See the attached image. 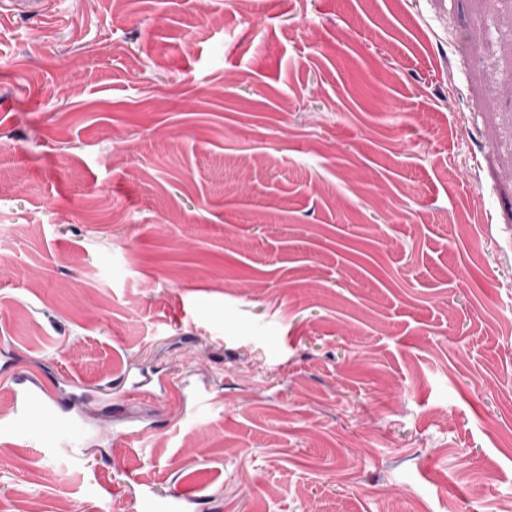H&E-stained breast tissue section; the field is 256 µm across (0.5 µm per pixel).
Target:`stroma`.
Returning a JSON list of instances; mask_svg holds the SVG:
<instances>
[{"mask_svg": "<svg viewBox=\"0 0 512 512\" xmlns=\"http://www.w3.org/2000/svg\"><path fill=\"white\" fill-rule=\"evenodd\" d=\"M0 512L512 503V0H0ZM27 386L15 389L14 417L10 424L0 427V434L15 436L23 429L36 428L39 448L50 455L63 454L73 459H84L87 449L75 439L73 431L61 432L48 424L52 415L50 403L43 397L37 379H31Z\"/></svg>", "mask_w": 512, "mask_h": 512, "instance_id": "1", "label": "stroma"}]
</instances>
